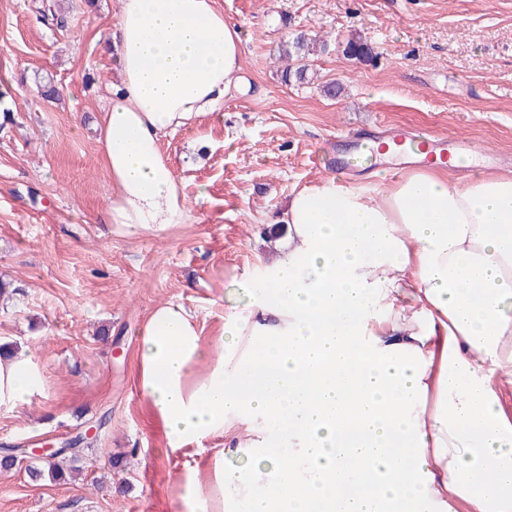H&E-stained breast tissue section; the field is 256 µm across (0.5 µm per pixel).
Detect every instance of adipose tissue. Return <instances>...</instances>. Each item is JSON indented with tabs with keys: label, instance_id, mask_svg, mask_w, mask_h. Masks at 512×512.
<instances>
[{
	"label": "adipose tissue",
	"instance_id": "adipose-tissue-1",
	"mask_svg": "<svg viewBox=\"0 0 512 512\" xmlns=\"http://www.w3.org/2000/svg\"><path fill=\"white\" fill-rule=\"evenodd\" d=\"M216 0H119L101 112L107 224L158 234L190 209L163 132L221 108L242 36ZM387 188L295 192L261 281L218 335L182 304L139 333L138 390L186 465L183 512H512V173L464 159ZM40 361L0 356V410L44 395Z\"/></svg>",
	"mask_w": 512,
	"mask_h": 512
}]
</instances>
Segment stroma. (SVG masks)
Returning a JSON list of instances; mask_svg holds the SVG:
<instances>
[{
    "mask_svg": "<svg viewBox=\"0 0 512 512\" xmlns=\"http://www.w3.org/2000/svg\"><path fill=\"white\" fill-rule=\"evenodd\" d=\"M68 25L43 24L42 0H0V340L35 354L43 398L0 411V449H26L0 470V512H177L185 456L167 453L136 389L138 332L174 301L215 335L236 280L260 278L290 196L335 174L337 137L408 126L465 137L512 157V0H216L242 29L248 89L218 113L169 131L161 150L191 207L187 223L130 235L103 222L108 177L97 116L118 78L105 46L118 0H54ZM316 34L303 83L281 78L288 36ZM373 49L360 63L350 37ZM53 77L57 100L37 93ZM338 93L324 95L325 84ZM96 435H87L89 426ZM62 479H31L33 451L76 434Z\"/></svg>",
    "mask_w": 512,
    "mask_h": 512,
    "instance_id": "1",
    "label": "stroma"
}]
</instances>
